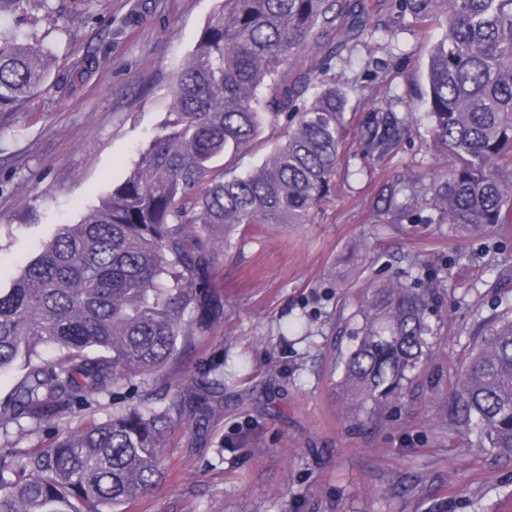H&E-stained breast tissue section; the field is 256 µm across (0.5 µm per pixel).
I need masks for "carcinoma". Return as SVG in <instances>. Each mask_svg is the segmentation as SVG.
<instances>
[{"label": "carcinoma", "mask_w": 512, "mask_h": 512, "mask_svg": "<svg viewBox=\"0 0 512 512\" xmlns=\"http://www.w3.org/2000/svg\"><path fill=\"white\" fill-rule=\"evenodd\" d=\"M35 0H0L15 26L0 34V113L15 112L50 76L52 51L20 20ZM170 92L160 133L122 183L0 289V372L21 366L0 399V428L78 420L45 447L0 445V512H128L165 477L166 448L185 408L221 411L224 380L148 406L197 333L224 314L210 297L220 243L246 225L305 224L328 198L349 136V99L330 71L359 31L437 24L421 92L433 147L446 158L425 204L452 235L512 224V0H220ZM326 48L304 70L313 44ZM283 140L257 169H229L265 126ZM391 209L400 223L419 204ZM430 293L373 283L347 322L337 387L349 416L372 419L405 397L437 332ZM139 402L93 416L100 399ZM448 428L512 457V313L487 319L448 398Z\"/></svg>", "instance_id": "carcinoma-1"}]
</instances>
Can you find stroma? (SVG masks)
<instances>
[{"mask_svg":"<svg viewBox=\"0 0 512 512\" xmlns=\"http://www.w3.org/2000/svg\"><path fill=\"white\" fill-rule=\"evenodd\" d=\"M32 7L30 41L49 45L48 82L0 115V288L128 175L158 132L169 88L218 0H51ZM431 39L363 34L336 81L353 130L419 118L377 158L346 144L331 199L307 224L239 227L212 286L219 326L174 371H224V413L175 428L168 476L136 512H512V461L448 428L447 396L483 320L512 306V224L466 238L427 221L388 224L396 185L442 173L420 91ZM430 289L441 336L410 398L382 421L346 417L332 394L345 323L370 283Z\"/></svg>","mask_w":512,"mask_h":512,"instance_id":"stroma-1","label":"stroma"}]
</instances>
